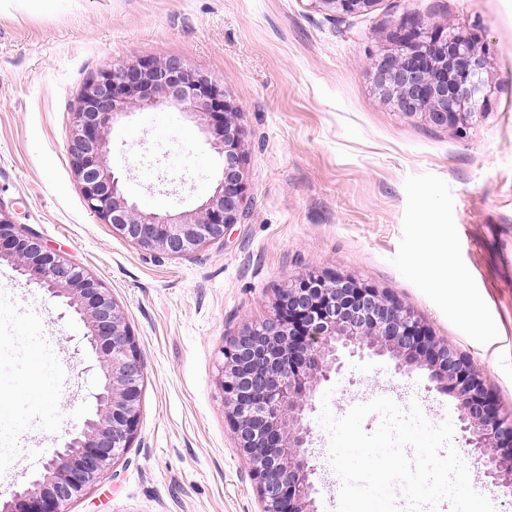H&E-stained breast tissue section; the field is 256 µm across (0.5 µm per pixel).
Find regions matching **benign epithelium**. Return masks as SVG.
Wrapping results in <instances>:
<instances>
[{"mask_svg":"<svg viewBox=\"0 0 512 512\" xmlns=\"http://www.w3.org/2000/svg\"><path fill=\"white\" fill-rule=\"evenodd\" d=\"M338 14L366 11L375 0H310ZM396 48L375 67L387 97L402 114L437 127L481 115L489 98L482 74L486 52L462 30L429 28L413 16L391 34ZM167 106L198 118L224 159L212 197L195 210L144 213L125 195L107 165V134L131 110ZM240 106L224 86L178 57L109 63L84 86L67 141L70 165L87 208L124 239L170 256L224 238L244 215L246 157ZM78 314L98 355L102 387L94 416L44 464V473L0 502V512H68L114 465L135 437L145 365L129 325L109 292L83 267L22 233L0 207V263ZM219 386L241 451L252 463L261 512H317L308 456L316 387L339 374L346 356H388L398 372L425 369L457 401L466 444L485 476L512 497V421L501 416L481 373L433 336L402 303L364 281L312 270L278 292L273 317L228 338Z\"/></svg>","mask_w":512,"mask_h":512,"instance_id":"benign-epithelium-1","label":"benign epithelium"}]
</instances>
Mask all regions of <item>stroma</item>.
<instances>
[{
	"label": "stroma",
	"mask_w": 512,
	"mask_h": 512,
	"mask_svg": "<svg viewBox=\"0 0 512 512\" xmlns=\"http://www.w3.org/2000/svg\"><path fill=\"white\" fill-rule=\"evenodd\" d=\"M410 15L485 45L490 100L464 129L404 116L373 62ZM176 56L241 106L247 218L183 257L146 251L86 207L65 151L72 114L107 62ZM107 163L144 212L194 210L223 157L196 120L167 107L111 128ZM0 206L47 250L85 268L123 312L145 362L138 431L69 512H260L249 460L218 386L226 340L275 311L311 269L356 277L410 307L483 375L512 418V0H376L334 14L309 0H0ZM447 256L429 267L426 249ZM0 498L42 468L94 409L101 384L82 321L0 266ZM346 358L308 414L318 512L342 482L322 406L346 415L382 392L432 425L456 401L427 371ZM454 447L494 512H512L462 431ZM33 446L40 458L19 456Z\"/></svg>",
	"instance_id": "obj_1"
}]
</instances>
